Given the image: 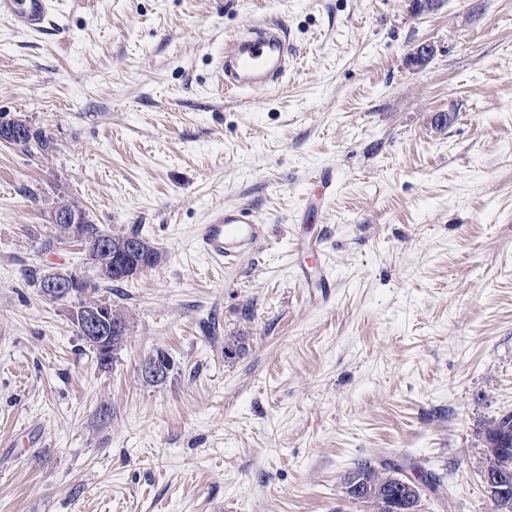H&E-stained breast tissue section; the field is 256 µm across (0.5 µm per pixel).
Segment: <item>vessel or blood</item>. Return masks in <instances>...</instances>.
<instances>
[{
	"label": "vessel or blood",
	"instance_id": "vessel-or-blood-1",
	"mask_svg": "<svg viewBox=\"0 0 512 512\" xmlns=\"http://www.w3.org/2000/svg\"><path fill=\"white\" fill-rule=\"evenodd\" d=\"M52 8L51 0H0V16L12 20L17 29L43 31ZM292 46L282 22L269 20L245 28L224 49V88L270 92L288 71ZM268 234L267 225L257 223L244 205L217 208L200 225L196 243L200 252L224 267H236ZM300 278L309 288L328 293L335 285L325 264L302 269Z\"/></svg>",
	"mask_w": 512,
	"mask_h": 512
}]
</instances>
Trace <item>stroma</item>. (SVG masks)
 <instances>
[{
	"mask_svg": "<svg viewBox=\"0 0 512 512\" xmlns=\"http://www.w3.org/2000/svg\"><path fill=\"white\" fill-rule=\"evenodd\" d=\"M56 0L46 32L0 18V114L49 156L0 144V512H375L358 460L452 491L420 512H494L483 428L512 411V0ZM275 16L279 89L224 91V41ZM433 53L421 66L410 53ZM333 175L305 217L309 184ZM81 201L159 253L112 297L108 367L29 285L88 273L39 250ZM269 227L227 270L195 248L218 206ZM322 242L336 286L297 277ZM240 347L225 356L224 343ZM165 352V382L142 373ZM111 409L99 414L100 405Z\"/></svg>",
	"mask_w": 512,
	"mask_h": 512,
	"instance_id": "stroma-1",
	"label": "stroma"
}]
</instances>
